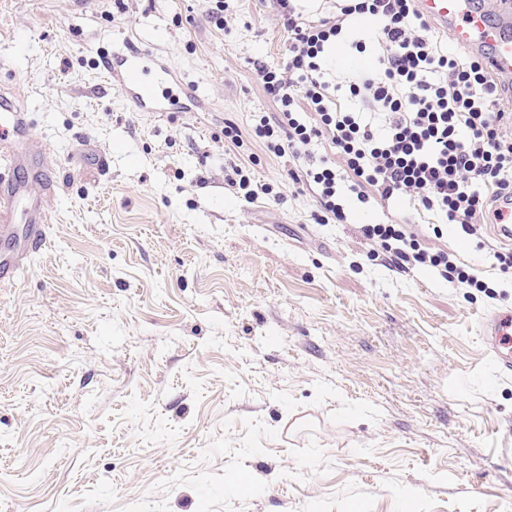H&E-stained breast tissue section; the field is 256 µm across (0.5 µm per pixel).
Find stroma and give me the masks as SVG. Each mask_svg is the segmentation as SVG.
Returning <instances> with one entry per match:
<instances>
[{
  "instance_id": "1",
  "label": "stroma",
  "mask_w": 512,
  "mask_h": 512,
  "mask_svg": "<svg viewBox=\"0 0 512 512\" xmlns=\"http://www.w3.org/2000/svg\"><path fill=\"white\" fill-rule=\"evenodd\" d=\"M0 0V85H20L47 162L49 241L0 283V512H512V376L479 317L512 306L378 256L361 227L408 202L310 189L245 202L225 177L287 181L251 134L278 111L251 62L286 63L274 0ZM144 47L198 105L127 111L104 53ZM235 124L241 144L224 138ZM105 149L107 174L73 160ZM427 239L486 271L504 244Z\"/></svg>"
}]
</instances>
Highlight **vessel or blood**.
Listing matches in <instances>:
<instances>
[{
	"mask_svg": "<svg viewBox=\"0 0 512 512\" xmlns=\"http://www.w3.org/2000/svg\"><path fill=\"white\" fill-rule=\"evenodd\" d=\"M420 13L448 32L454 44L484 56L494 77L512 79V13L492 12L485 0H417ZM160 72L181 98L194 96V86L175 79L151 51L134 49L102 59V74L132 112L165 111V97L150 71ZM41 194H33L32 184ZM58 183L44 160L34 116L21 90L0 94V235L18 237L24 251L42 249L48 241L50 217L45 199ZM483 351L499 374L512 376V307L484 315L478 323Z\"/></svg>",
	"mask_w": 512,
	"mask_h": 512,
	"instance_id": "vessel-or-blood-1",
	"label": "vessel or blood"
}]
</instances>
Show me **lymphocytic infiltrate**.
Returning a JSON list of instances; mask_svg holds the SVG:
<instances>
[{
  "instance_id": "obj_1",
  "label": "lymphocytic infiltrate",
  "mask_w": 512,
  "mask_h": 512,
  "mask_svg": "<svg viewBox=\"0 0 512 512\" xmlns=\"http://www.w3.org/2000/svg\"><path fill=\"white\" fill-rule=\"evenodd\" d=\"M276 3L288 32L287 63L273 69L256 59L252 66L280 110L257 116L252 134L278 157H309L320 140L342 157L339 166L290 174L312 189L317 223H346L348 197L404 199L416 214L433 217L435 238L447 224L478 234L494 202L512 195V112L502 108L504 89L486 62L444 50L415 0H333L316 20L291 0ZM356 16L379 23L371 41L353 44L360 54L376 44L379 67L335 85L327 78L329 51ZM361 232L401 269L430 266L448 283L489 287L447 251L422 246L407 225L365 224Z\"/></svg>"
}]
</instances>
